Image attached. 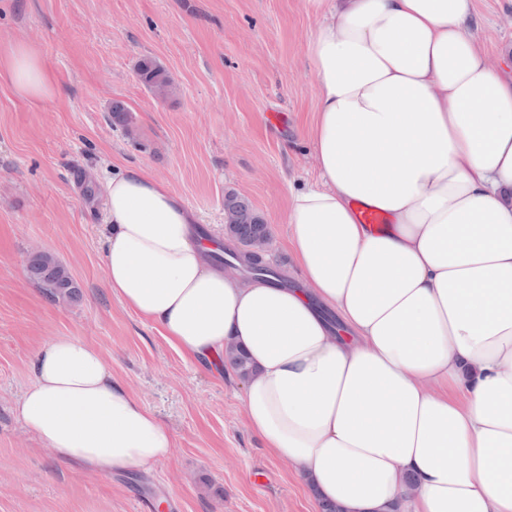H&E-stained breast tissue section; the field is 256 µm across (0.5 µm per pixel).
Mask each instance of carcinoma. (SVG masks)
<instances>
[{
  "label": "carcinoma",
  "mask_w": 512,
  "mask_h": 512,
  "mask_svg": "<svg viewBox=\"0 0 512 512\" xmlns=\"http://www.w3.org/2000/svg\"><path fill=\"white\" fill-rule=\"evenodd\" d=\"M137 74L141 82L156 93L169 91L172 80L167 70L154 59L145 57L137 64ZM225 228L245 251L233 254L236 263H245V270L266 277L273 271L263 257L253 253L256 244L269 240L268 224L256 212L250 202L234 191L224 193ZM27 274L31 281L43 288L53 299L74 301L78 297V287L68 269L51 254L42 252L29 257Z\"/></svg>",
  "instance_id": "carcinoma-1"
}]
</instances>
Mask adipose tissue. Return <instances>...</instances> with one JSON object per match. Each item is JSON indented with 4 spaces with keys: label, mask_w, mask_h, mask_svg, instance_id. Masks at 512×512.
Segmentation results:
<instances>
[{
    "label": "adipose tissue",
    "mask_w": 512,
    "mask_h": 512,
    "mask_svg": "<svg viewBox=\"0 0 512 512\" xmlns=\"http://www.w3.org/2000/svg\"><path fill=\"white\" fill-rule=\"evenodd\" d=\"M474 4L307 0L321 181L288 203L302 287L211 263L148 171L106 185L112 294L191 361L243 350L247 428L342 512H512V68L471 34ZM0 79L59 94L21 40ZM32 372L14 412L58 459L108 476L170 456L172 431L95 346L55 337Z\"/></svg>",
    "instance_id": "ef3b65f1"
}]
</instances>
